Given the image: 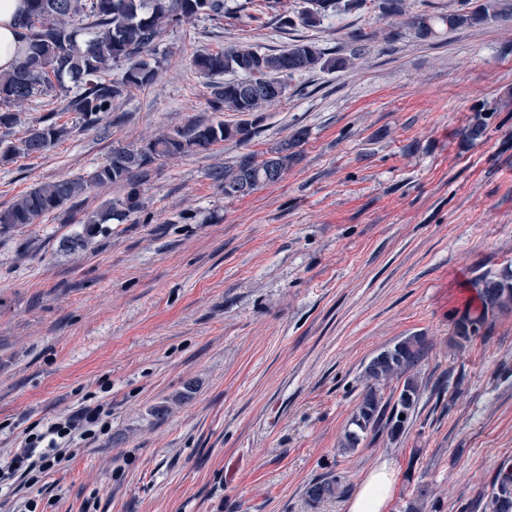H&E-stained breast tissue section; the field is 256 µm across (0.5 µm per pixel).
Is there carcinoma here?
<instances>
[{"label":"carcinoma","instance_id":"1","mask_svg":"<svg viewBox=\"0 0 512 512\" xmlns=\"http://www.w3.org/2000/svg\"><path fill=\"white\" fill-rule=\"evenodd\" d=\"M362 0H303L297 14L281 9V0H25L18 16L19 50L14 67L0 71V128L18 124L20 112L38 97L64 96L65 110L80 115L87 127L113 112L132 91L151 85L161 67L153 51L165 33L197 19L223 20L233 26L265 14L280 27L296 24L316 29L339 13L358 8ZM470 0H460V8L447 14H416L406 26L420 41L437 37L438 30L472 27L488 21L511 20L512 7L499 0H483L469 8ZM351 59L338 57L313 42L293 44L269 53L261 47L242 43L217 53H199L192 66L212 79L210 109L214 113L236 112L235 124L221 119L192 123L164 132L136 145L115 146L106 161L85 175L41 183L20 195L9 207L0 209V234L27 224H37L47 214L65 206L74 207L89 190L121 184L127 192L105 210L86 216L83 231L65 241L77 250L85 247L103 225L125 221L142 208L141 185L158 162L194 151L206 150L228 139L247 142L255 134L250 120L257 112L281 102L288 94V79L312 69H344ZM117 76H112L113 71ZM239 74L241 78L219 82L214 77ZM486 132L481 116L463 132L469 141H478ZM62 130L55 122H32L20 144L0 134V163L8 164L18 154L41 155L59 139ZM298 131L259 159L244 154L211 172L224 189V197L250 194L261 185L277 182L294 159L293 149L301 142ZM476 300L468 299L455 322V340L467 342L488 331L494 319L512 311V278L481 276L473 282ZM429 353L423 336H409L377 354L365 367L361 400L356 406L340 444L344 454L357 450L371 432L381 429L395 439L413 421L423 382L413 369ZM401 383L394 404L382 401L381 391L391 381ZM405 418H400V415ZM341 481L312 485L309 497L341 496ZM492 512H512V462L502 461L490 485ZM428 495L417 489L404 512H427Z\"/></svg>","mask_w":512,"mask_h":512}]
</instances>
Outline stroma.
<instances>
[{"mask_svg":"<svg viewBox=\"0 0 512 512\" xmlns=\"http://www.w3.org/2000/svg\"><path fill=\"white\" fill-rule=\"evenodd\" d=\"M378 4L316 29L198 20L165 34L157 79L97 126L41 98L22 112L9 139L46 115L64 133L0 165V207L211 119L196 54L305 41L353 59L289 79L249 142L160 162L140 212L85 249L61 242L122 186L0 235V459L34 425L103 410L37 485L1 483L0 512H345L309 487L355 492L380 460L396 471L391 512L423 485L431 512H483L512 459V312L459 346L450 315L477 276L512 269V22L419 41ZM359 29L370 40L353 42ZM299 130L280 181L228 198L212 180ZM413 335L430 351L412 425L340 454L364 367Z\"/></svg>","mask_w":512,"mask_h":512,"instance_id":"35a3bbf8","label":"stroma"}]
</instances>
